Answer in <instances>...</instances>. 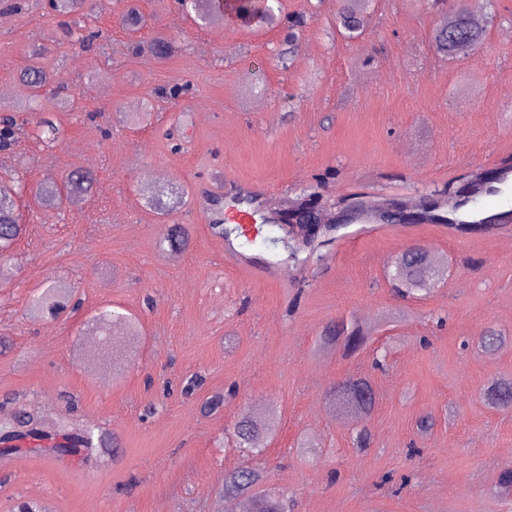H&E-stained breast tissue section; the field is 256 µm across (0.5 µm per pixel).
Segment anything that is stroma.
I'll return each mask as SVG.
<instances>
[{"label": "stroma", "mask_w": 512, "mask_h": 512, "mask_svg": "<svg viewBox=\"0 0 512 512\" xmlns=\"http://www.w3.org/2000/svg\"><path fill=\"white\" fill-rule=\"evenodd\" d=\"M88 6L102 36L82 49L65 44L62 18L38 2L22 14L0 5V109L31 122L53 113L64 137L54 148L22 137L0 153V183L21 171L30 188L18 200L27 233L0 262V414L34 404L71 412L118 445L89 464L0 452V512L22 499L49 512H224V477L244 468L293 495L296 512H512V498L494 490L512 467V410L484 396L512 379V246L502 228L356 222L289 262L268 224L225 245L210 232L208 204L229 180L257 186L271 210L310 192L332 203L426 202L475 172L512 166V0H496L472 55L449 57L431 44L441 18L431 0H372L352 40L336 28L338 0H280L283 19L317 11L293 42L283 20L205 25L175 0H140L137 31L123 21L127 0ZM155 37L174 52L136 51ZM35 44L75 109L49 99L23 108L18 75ZM75 169L94 174L89 194L38 203L34 188ZM170 183L185 203L157 214L147 199ZM169 224L190 230L175 256L158 249ZM411 246L442 254L449 272L406 300L386 272ZM51 281L80 300L78 311L30 313ZM103 308L135 315L139 336L104 344L87 324ZM341 320L372 329L363 349L318 348ZM490 328L507 338L493 352L478 344ZM197 375L204 385L182 395ZM355 379L377 394L364 419L330 401ZM216 394L223 405L203 412ZM271 407L277 429L261 458L247 457L233 428ZM426 414L434 426L422 433ZM389 473L410 481L382 484Z\"/></svg>", "instance_id": "35a3bbf8"}]
</instances>
